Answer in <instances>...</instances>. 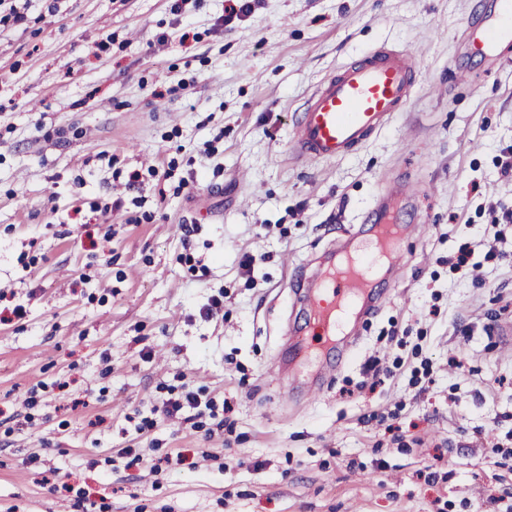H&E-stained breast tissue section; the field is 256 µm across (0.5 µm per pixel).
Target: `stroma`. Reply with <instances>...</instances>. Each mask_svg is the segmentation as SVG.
I'll return each mask as SVG.
<instances>
[{
	"label": "stroma",
	"instance_id": "35a3bbf8",
	"mask_svg": "<svg viewBox=\"0 0 512 512\" xmlns=\"http://www.w3.org/2000/svg\"><path fill=\"white\" fill-rule=\"evenodd\" d=\"M174 2L20 0L0 24V311L23 310L0 323V512H506L512 45L461 51L494 0H251L229 24ZM380 45L415 58L410 107L297 163L304 103ZM400 177L424 234L322 394L285 392L289 265ZM187 387L207 410L166 417Z\"/></svg>",
	"mask_w": 512,
	"mask_h": 512
}]
</instances>
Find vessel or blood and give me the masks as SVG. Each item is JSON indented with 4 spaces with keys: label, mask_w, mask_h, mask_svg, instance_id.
<instances>
[{
    "label": "vessel or blood",
    "mask_w": 512,
    "mask_h": 512,
    "mask_svg": "<svg viewBox=\"0 0 512 512\" xmlns=\"http://www.w3.org/2000/svg\"><path fill=\"white\" fill-rule=\"evenodd\" d=\"M512 44V0H497L492 20L464 42L466 53L497 63L502 45ZM416 63L404 49L378 47L327 76L300 112L293 151L304 162L343 157L372 134L384 129L395 113L412 102ZM390 193H382L366 224L350 231L348 242L326 263L319 279L305 289L308 335L324 350L350 334L356 315L377 308L382 273L404 262V232H422L419 224L404 227L387 219Z\"/></svg>",
    "instance_id": "1"
}]
</instances>
